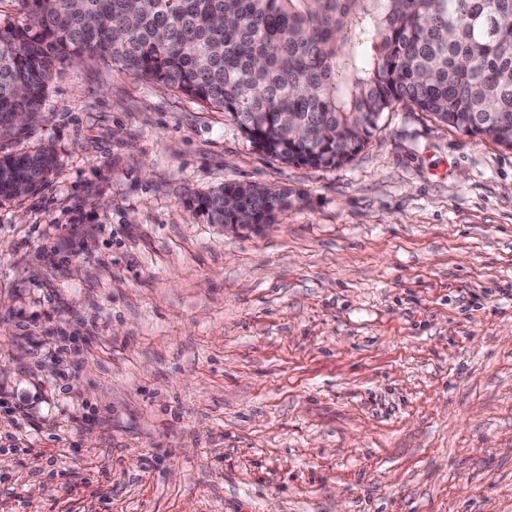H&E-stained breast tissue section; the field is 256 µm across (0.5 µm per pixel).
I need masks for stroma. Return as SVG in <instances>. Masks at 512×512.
I'll list each match as a JSON object with an SVG mask.
<instances>
[{"label":"stroma","instance_id":"obj_1","mask_svg":"<svg viewBox=\"0 0 512 512\" xmlns=\"http://www.w3.org/2000/svg\"><path fill=\"white\" fill-rule=\"evenodd\" d=\"M47 144L0 203V512H512L511 149L401 106L287 164L97 58L0 154ZM249 182L299 199L186 204ZM56 163V155L50 147L1 155L0 201L19 198L38 189L48 180ZM288 191H274L256 184L229 185L205 194H192L186 203L210 224L255 228L273 223L276 213L291 206Z\"/></svg>","mask_w":512,"mask_h":512}]
</instances>
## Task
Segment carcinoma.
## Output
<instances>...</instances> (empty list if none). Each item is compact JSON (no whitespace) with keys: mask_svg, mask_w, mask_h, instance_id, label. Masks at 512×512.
I'll list each match as a JSON object with an SVG mask.
<instances>
[{"mask_svg":"<svg viewBox=\"0 0 512 512\" xmlns=\"http://www.w3.org/2000/svg\"><path fill=\"white\" fill-rule=\"evenodd\" d=\"M0 26V133L40 112L56 67L98 57L224 111L264 153L338 168L397 104L512 149V0H15ZM54 151L0 156V201L43 185ZM209 224H271L256 184L192 194Z\"/></svg>","mask_w":512,"mask_h":512,"instance_id":"obj_1","label":"carcinoma"}]
</instances>
